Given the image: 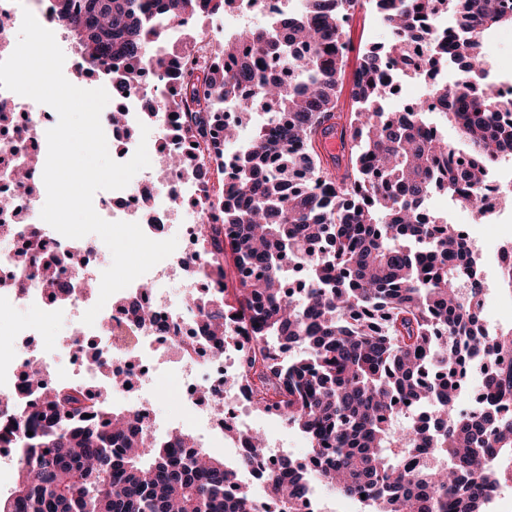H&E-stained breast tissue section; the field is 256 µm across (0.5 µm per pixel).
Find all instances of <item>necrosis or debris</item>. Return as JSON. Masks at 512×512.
Segmentation results:
<instances>
[{
    "instance_id": "obj_1",
    "label": "necrosis or debris",
    "mask_w": 512,
    "mask_h": 512,
    "mask_svg": "<svg viewBox=\"0 0 512 512\" xmlns=\"http://www.w3.org/2000/svg\"><path fill=\"white\" fill-rule=\"evenodd\" d=\"M53 4L54 0H30L24 8L20 0H0V60L12 52L10 44L20 30L24 11H31L40 24L47 25L54 21ZM140 71L126 95L114 101L126 114L125 126L115 127L107 120L102 123L107 140L117 146L115 159L119 162L128 161L137 148L139 141L130 132L140 125L143 100L155 90L152 68L144 63ZM0 112L15 115L14 123L0 130V196L11 201L10 207L0 210V223L11 229L8 243L0 245V318L18 308L47 319L63 315L69 321L66 337L45 351L34 346L30 330L0 340V393L12 398L10 407H0V420L27 411L37 401V393L27 389L22 379L24 365L34 361L52 385L83 390L88 379L101 378L100 392L113 406L140 413L151 432L165 435L168 427L145 399L154 390L158 371L163 370L179 385L180 401L187 411L182 427L198 429L210 439L235 430L224 451L231 456L240 454L253 432L254 394L239 382L250 330L237 318H230L224 348L215 350L201 329L202 315L188 303L190 297L218 293L224 287L223 279L212 272L217 257L212 245L215 228H222L227 235L234 231L233 225L224 221L221 203L224 161L214 152L215 144L224 138L221 126L209 122L207 135L200 142L199 164L208 172L205 181L164 177L154 166L142 171L137 186L119 193L124 198V221L138 223L157 241L179 238L184 247L113 294L89 326L82 317L98 296L85 290L84 284L100 281L112 260L96 239L64 237L40 217L46 200L42 179L46 132L57 124L58 115L51 107L6 89H0ZM174 197L192 203L189 218H179L172 210ZM34 236L45 250L81 258L80 268L68 266L60 271L64 282L72 286L65 298H50L30 280L29 266L20 263L19 248ZM173 282L178 285L174 293L168 289ZM131 301L146 308L142 320L129 321L125 306ZM82 337L106 356L109 376H101L94 361L78 350L76 341ZM218 401L223 403V411L215 410Z\"/></svg>"
}]
</instances>
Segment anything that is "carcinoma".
Masks as SVG:
<instances>
[{"mask_svg": "<svg viewBox=\"0 0 512 512\" xmlns=\"http://www.w3.org/2000/svg\"><path fill=\"white\" fill-rule=\"evenodd\" d=\"M298 13L281 10L265 25L245 28L219 45L216 59L170 51V30L245 0H55L62 23L81 55L111 72L112 96L123 91L150 58L167 93L144 102L143 117L174 115L168 134L189 144L200 124L177 117L181 94L224 118L229 103L247 117L265 111L250 144L234 155L224 183V223L238 231L224 241L234 269L257 272L231 305L220 296L192 298L204 309L205 329L224 344L231 312L256 325L242 377L257 379L255 407L266 409L274 391L289 425L304 434L317 477L288 459L271 475L277 512L295 505L317 480L339 497L365 494L369 512H489L494 491L512 488V327L489 332L472 300L485 291L480 263L455 226L421 205L442 192L459 205L481 193L492 159L512 154V130L497 114L512 100L482 91L488 77L481 33L512 23L498 0H457L462 42L459 73L451 84H430L448 103L442 112L469 156L466 169L448 158L457 148L425 136L420 112L389 120L385 66L414 64L404 43L434 14L436 0H373L388 30L387 44L362 53L353 73V109L340 111L345 74V22L357 0H303ZM424 62L448 67L426 32ZM290 79L266 74L270 58ZM252 91L244 94L242 88ZM339 133L345 153H319L320 138ZM164 162L181 175L204 180L194 149ZM304 176L297 188L290 182ZM35 272L60 289L62 259L35 242ZM306 264L309 288L284 292L277 262ZM277 340L274 351L268 338ZM483 368L485 402L479 414L458 410L455 393L469 368ZM40 408L12 418L4 436L19 453L14 486L0 496V512H258L257 500L239 485L259 464L265 439L250 437L247 451L229 466L179 432L152 437L138 414L116 410L92 393L66 386L40 391ZM426 408L397 432L399 405Z\"/></svg>", "mask_w": 512, "mask_h": 512, "instance_id": "cac0c4a2", "label": "carcinoma"}]
</instances>
